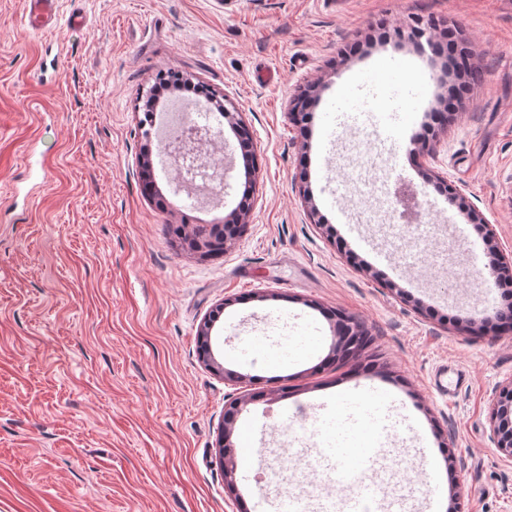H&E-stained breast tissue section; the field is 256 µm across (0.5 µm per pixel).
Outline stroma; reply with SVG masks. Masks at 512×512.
Listing matches in <instances>:
<instances>
[{"mask_svg":"<svg viewBox=\"0 0 512 512\" xmlns=\"http://www.w3.org/2000/svg\"><path fill=\"white\" fill-rule=\"evenodd\" d=\"M25 9L0 0V512H249L263 488L224 482V409L241 393L227 369L252 395L233 443L259 449L272 481L310 490L309 512L348 488L292 449L366 434L400 448L395 472L415 470L414 438L437 450V512H512V459L489 427L512 330L488 324L501 297L474 276L512 257V0H59L39 34ZM416 17L434 37L452 30L482 74L441 119L447 54L371 39ZM170 69L252 128L250 181L224 134L221 205L175 192L167 162L163 203L142 192L143 97ZM305 88L310 120L296 122ZM343 89L374 108L352 129L327 123ZM385 110L400 126L381 138ZM401 183L424 188L421 223L399 222ZM244 197L223 255L175 236L223 223ZM216 310L220 371L197 352ZM338 314L373 337L347 360L331 351ZM365 383L396 396L384 425L362 414L291 430L265 416Z\"/></svg>","mask_w":512,"mask_h":512,"instance_id":"stroma-1","label":"stroma"}]
</instances>
